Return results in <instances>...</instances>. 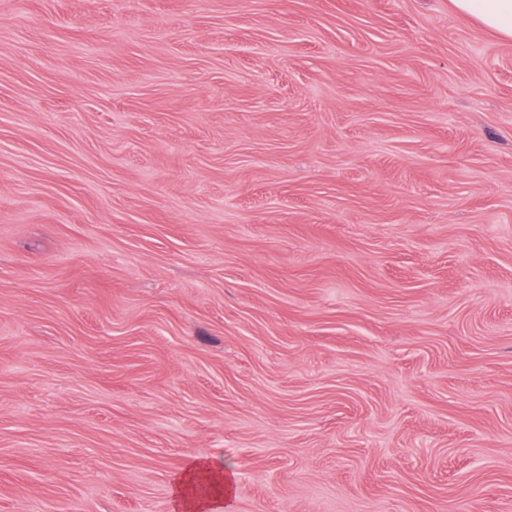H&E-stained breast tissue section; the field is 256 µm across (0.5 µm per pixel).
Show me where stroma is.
I'll return each mask as SVG.
<instances>
[{
  "mask_svg": "<svg viewBox=\"0 0 512 512\" xmlns=\"http://www.w3.org/2000/svg\"><path fill=\"white\" fill-rule=\"evenodd\" d=\"M512 512V41L451 0H0V512ZM212 487L207 494L196 490L197 485ZM230 481L222 473L210 471L201 459L192 460L174 484L177 508L180 512H208L211 497L229 493Z\"/></svg>",
  "mask_w": 512,
  "mask_h": 512,
  "instance_id": "1",
  "label": "stroma"
}]
</instances>
